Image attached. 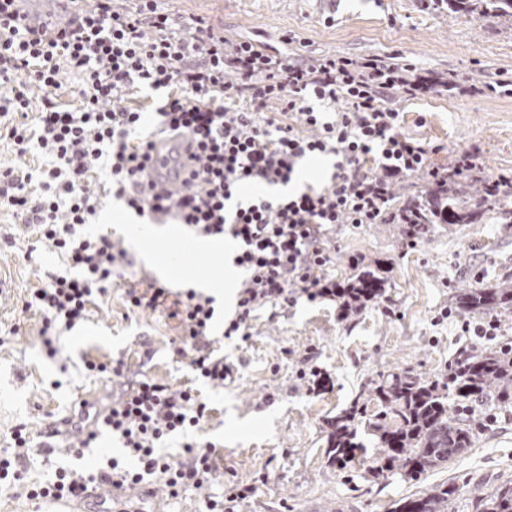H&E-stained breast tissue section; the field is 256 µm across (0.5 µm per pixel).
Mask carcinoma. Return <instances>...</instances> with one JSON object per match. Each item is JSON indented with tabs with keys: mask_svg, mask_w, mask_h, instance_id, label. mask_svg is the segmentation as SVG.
<instances>
[{
	"mask_svg": "<svg viewBox=\"0 0 512 512\" xmlns=\"http://www.w3.org/2000/svg\"><path fill=\"white\" fill-rule=\"evenodd\" d=\"M441 1L464 17H512V0H435ZM477 183L475 198L467 195L463 178L453 175L397 196V235L417 243L440 227L452 232L463 224H485L491 217L512 224V187L504 189L486 178ZM388 272L384 263H355L348 278L336 285L342 315H355L381 299L389 286ZM451 302L462 314L511 316L512 280L506 277L487 288L459 286ZM372 401L378 410L368 419ZM476 401L512 405V345L463 354L436 377L409 371L380 375L367 395H357L349 407L325 421L326 455L331 463L346 467L365 449L359 433L364 424L374 437L373 473L395 472L415 481L473 447V428L464 415ZM460 490L452 481L435 484L400 499L394 512H448V503ZM477 510L512 512V486L501 485L481 498Z\"/></svg>",
	"mask_w": 512,
	"mask_h": 512,
	"instance_id": "1",
	"label": "carcinoma"
}]
</instances>
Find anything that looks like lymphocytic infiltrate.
<instances>
[{"label": "lymphocytic infiltrate", "instance_id": "lymphocytic-infiltrate-1", "mask_svg": "<svg viewBox=\"0 0 512 512\" xmlns=\"http://www.w3.org/2000/svg\"><path fill=\"white\" fill-rule=\"evenodd\" d=\"M114 2L92 0L67 21L46 27L22 15L19 0H0V131L18 153L34 146L46 159L34 175L0 168V207L50 242L73 270L31 289L22 305L40 314L49 354L57 352L54 333L87 318L126 256L119 241L76 233L101 208L99 171H107L116 197L136 215L173 217L199 236L227 235L239 242L234 263L245 276L224 336L244 340L263 307L335 299L336 284L324 270L333 258L337 226L389 223L401 180L441 178L428 165L427 149L398 132L401 114L390 94L416 97L427 86L397 57H285L251 38L226 41L204 19L164 12L159 0H135L123 10ZM64 74L78 81L73 109L54 96ZM137 87L167 92L156 114L171 136L169 173L182 171L183 138L195 143L191 190L144 186L154 138L142 131V112L125 104ZM36 89L41 98H33ZM336 102L340 110L327 111ZM272 103L281 105L288 124L265 117ZM328 153L338 161L324 186L238 202L243 185L289 183L302 159ZM369 158L376 160L375 169L366 168ZM168 301L181 328L177 356L197 378L222 387L234 366L212 347L213 298L193 290L175 297L154 283L128 293L129 306L137 310ZM209 413L192 389L145 378L95 417L78 410L66 436L68 451L76 453L106 429L134 467L112 459L95 474L62 468L52 483L30 486L18 459L0 455V482L23 489L31 500L78 499L100 478L133 493L154 485L171 499L192 489L202 496L205 512H237L255 488L234 484L223 496L213 495L217 449L199 434ZM176 435L185 439L183 455L161 454Z\"/></svg>", "mask_w": 512, "mask_h": 512}]
</instances>
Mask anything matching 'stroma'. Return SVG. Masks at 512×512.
I'll use <instances>...</instances> for the list:
<instances>
[{
	"label": "stroma",
	"mask_w": 512,
	"mask_h": 512,
	"mask_svg": "<svg viewBox=\"0 0 512 512\" xmlns=\"http://www.w3.org/2000/svg\"><path fill=\"white\" fill-rule=\"evenodd\" d=\"M164 7L205 19L227 39L251 37L285 54L400 56L433 82L423 96H396L400 134L432 146L429 161L437 168L469 150L479 155L481 176L512 174V94L487 88L497 80L512 83L510 17L475 20L435 8L432 0H339L331 16L317 0H165ZM291 32L298 44L281 45ZM123 207L122 200L107 197L86 230L123 240L125 275L95 301L86 321L60 331L54 358L41 344L40 315L23 312L22 301L48 276L69 273L70 267L0 209V281L8 288L0 299V330L22 326L20 335L0 346V449L18 425L36 435L68 418L80 401L105 405L120 378L91 374L84 364L120 358L128 376L192 387L208 403L202 433L221 446L225 482L256 487L241 512H394L399 499L449 480L461 491L448 512H476L478 498L512 483V408L476 406L473 448L419 481L375 476L363 453L347 467L330 464L323 433L325 419L349 406L380 374L411 369L431 377L463 350L512 342V319H501L497 335L468 336L464 314L451 305L454 286L493 285L512 275V224L441 229L413 247L384 224L337 227L325 277L342 282L355 258H377L391 269L385 296L347 319L328 300L301 301L274 315L262 309L245 341L224 338L235 302L216 296L211 340L236 370L231 382L215 389L177 363L170 342L180 327L168 307L131 310L125 292L156 282L180 293L199 289L204 278L227 277L236 284L242 270L184 249L183 272L167 271L166 248L147 254L113 221ZM301 369L306 379L298 378Z\"/></svg>",
	"instance_id": "obj_1"
}]
</instances>
